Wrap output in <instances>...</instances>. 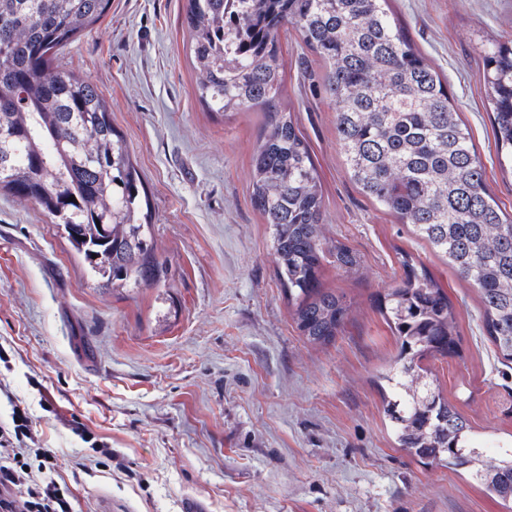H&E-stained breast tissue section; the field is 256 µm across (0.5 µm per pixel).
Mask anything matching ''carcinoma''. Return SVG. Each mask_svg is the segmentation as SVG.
<instances>
[{
  "mask_svg": "<svg viewBox=\"0 0 512 512\" xmlns=\"http://www.w3.org/2000/svg\"><path fill=\"white\" fill-rule=\"evenodd\" d=\"M110 3L0 0V191L37 205L93 277L124 288L167 274L141 212L146 191L97 87L54 64L56 50L97 23ZM288 23L328 64L325 82L351 177L478 289L495 351L512 362V214L490 192L447 85L388 0H186L199 101L212 112H264L251 201L272 230L296 328L313 344L335 340L352 303L324 287L322 273L331 265L350 274L361 260L327 235L310 148L280 106L278 35ZM485 81L499 166L512 173V41L488 51ZM403 265L383 309L399 343L384 398L395 443L423 464L469 472L505 506L512 449L490 458L475 446L469 421L421 364L456 354L454 308L427 271Z\"/></svg>",
  "mask_w": 512,
  "mask_h": 512,
  "instance_id": "carcinoma-1",
  "label": "carcinoma"
}]
</instances>
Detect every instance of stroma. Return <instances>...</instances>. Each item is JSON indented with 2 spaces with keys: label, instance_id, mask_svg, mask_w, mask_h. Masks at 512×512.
<instances>
[{
  "label": "stroma",
  "instance_id": "obj_1",
  "mask_svg": "<svg viewBox=\"0 0 512 512\" xmlns=\"http://www.w3.org/2000/svg\"><path fill=\"white\" fill-rule=\"evenodd\" d=\"M186 0H111L58 50L92 81L149 196L168 275L103 288L34 204L0 195V421L27 408V444L56 453L76 512H506L465 471L396 448L383 416L398 344L377 300L424 266L456 310L459 353L428 359L487 456L512 434V364L495 354L475 286L351 178L324 89L326 62L294 25L279 32L282 106L306 139L324 222L354 249L355 274L324 285L354 302L335 341L307 342L281 285L271 230L250 198L264 116H226L195 95ZM454 96L488 187L512 210L484 84L490 44L512 39V0H390ZM86 427L89 439L76 435ZM107 445V468L87 471Z\"/></svg>",
  "mask_w": 512,
  "mask_h": 512
}]
</instances>
